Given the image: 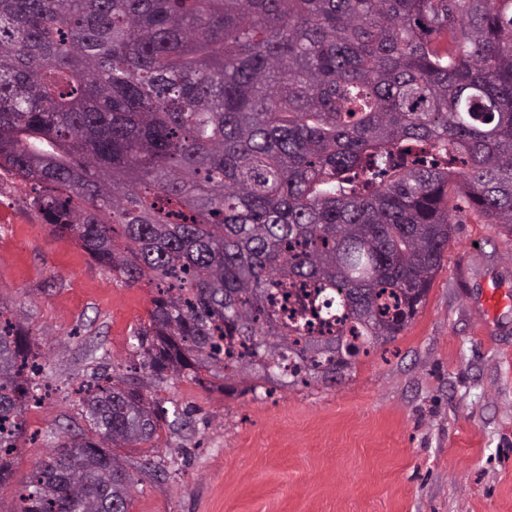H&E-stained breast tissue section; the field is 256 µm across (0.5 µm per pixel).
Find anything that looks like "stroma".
<instances>
[{
	"label": "stroma",
	"instance_id": "obj_1",
	"mask_svg": "<svg viewBox=\"0 0 512 512\" xmlns=\"http://www.w3.org/2000/svg\"><path fill=\"white\" fill-rule=\"evenodd\" d=\"M456 220L425 305L340 383L271 396L191 377L160 383V406L187 410L190 427L130 451L165 475L138 482L129 512H512V236L465 212ZM153 296L0 177V303L31 331L50 384L24 414L0 512H18L51 453L46 431L84 426L82 382L137 362L133 333Z\"/></svg>",
	"mask_w": 512,
	"mask_h": 512
}]
</instances>
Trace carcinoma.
Wrapping results in <instances>:
<instances>
[{"instance_id": "carcinoma-1", "label": "carcinoma", "mask_w": 512, "mask_h": 512, "mask_svg": "<svg viewBox=\"0 0 512 512\" xmlns=\"http://www.w3.org/2000/svg\"><path fill=\"white\" fill-rule=\"evenodd\" d=\"M0 171L156 296L142 375L95 373L86 428L22 512H128L121 453L186 426L150 391L334 384L426 303L466 205L512 236V0H0ZM319 285L311 334L277 298ZM0 304V483L39 383Z\"/></svg>"}]
</instances>
